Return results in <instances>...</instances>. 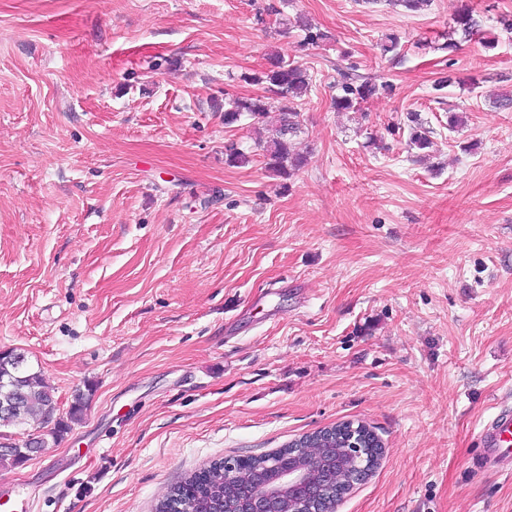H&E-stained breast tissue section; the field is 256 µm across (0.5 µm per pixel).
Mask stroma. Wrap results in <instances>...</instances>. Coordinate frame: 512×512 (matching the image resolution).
<instances>
[{
	"instance_id": "obj_1",
	"label": "stroma",
	"mask_w": 512,
	"mask_h": 512,
	"mask_svg": "<svg viewBox=\"0 0 512 512\" xmlns=\"http://www.w3.org/2000/svg\"><path fill=\"white\" fill-rule=\"evenodd\" d=\"M469 2L499 45L449 58L421 44L460 0H0V350L58 416L94 387L82 423L0 467V512H155L211 462L347 421L382 456L336 512H512L478 440L512 397V0ZM272 53L312 82L289 178L262 124H224ZM352 65L392 96L335 111ZM408 129H409V145L410 147L418 150H425L430 147L432 141L430 139L429 131L422 121L420 115L416 112H410L407 116Z\"/></svg>"
}]
</instances>
